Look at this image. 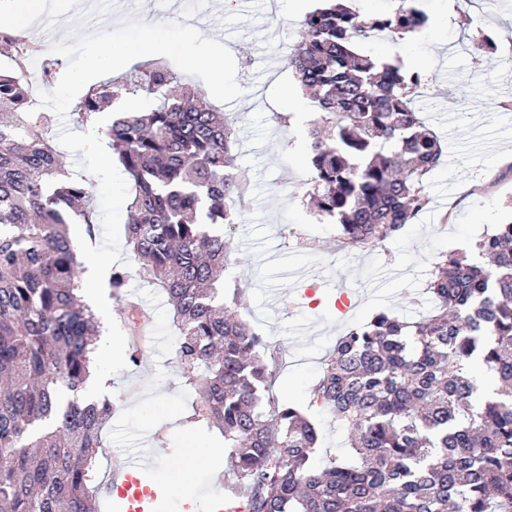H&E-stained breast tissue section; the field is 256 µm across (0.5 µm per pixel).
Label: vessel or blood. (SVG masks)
Listing matches in <instances>:
<instances>
[{
  "instance_id": "b4317fda",
  "label": "vessel or blood",
  "mask_w": 512,
  "mask_h": 512,
  "mask_svg": "<svg viewBox=\"0 0 512 512\" xmlns=\"http://www.w3.org/2000/svg\"><path fill=\"white\" fill-rule=\"evenodd\" d=\"M143 464L140 456H127L110 472L108 485L103 490L105 505L115 506L119 512H155L157 492L143 484Z\"/></svg>"
}]
</instances>
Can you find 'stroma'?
<instances>
[{
  "mask_svg": "<svg viewBox=\"0 0 512 512\" xmlns=\"http://www.w3.org/2000/svg\"><path fill=\"white\" fill-rule=\"evenodd\" d=\"M318 4L306 0L300 8L295 0H277L272 11L267 0H142L139 12L149 22L193 20L235 59L243 95L218 109L236 120L237 165L249 183L244 221L230 229L233 278L243 286L239 313L279 348L272 393L305 409L316 424L315 458L322 466L347 445L346 428L311 402L321 361L337 338L378 310L419 319L421 309L409 300L421 295L438 257L512 221V0H416L429 17L418 37L357 41V50L419 73L422 82L410 96L444 154L425 181L429 203L415 223L384 244L353 250L338 249L335 225L306 207L305 137L318 113L286 105L287 94L299 90L287 57ZM62 9L54 0L22 33L42 65L59 73L67 61L50 47L68 30ZM483 34L495 48L474 54L472 41ZM306 239L313 250L303 247ZM129 291L150 313L151 329L140 363L109 381L114 412L95 468L104 476L112 461L149 449L153 461L144 477L161 487L183 458L185 429L215 455L223 454L224 438L189 420L195 394L175 362L177 330L165 294L135 277Z\"/></svg>",
  "mask_w": 512,
  "mask_h": 512,
  "instance_id": "obj_1",
  "label": "stroma"
}]
</instances>
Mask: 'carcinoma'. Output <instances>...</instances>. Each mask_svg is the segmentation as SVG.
<instances>
[{
    "label": "carcinoma",
    "mask_w": 512,
    "mask_h": 512,
    "mask_svg": "<svg viewBox=\"0 0 512 512\" xmlns=\"http://www.w3.org/2000/svg\"><path fill=\"white\" fill-rule=\"evenodd\" d=\"M426 15L408 0L374 20L335 3L305 16L288 68L320 117L308 129L307 195L342 249L397 236L428 204L437 134L412 107L419 74L353 44L404 36ZM0 512H98L95 458L112 403L79 398L104 328L78 295L83 269L67 225L93 230L83 179L62 167L51 117L27 115L18 69L26 43L0 28ZM163 61L88 89L79 118L117 99L158 101L112 116L106 146L133 181L127 240L144 283L162 289L178 330L175 359L194 415L224 435L247 512H512V222L471 253L434 264L418 321L385 311L339 337L311 402L348 431L347 458L311 465L316 428L291 402L265 399L278 358L224 299V268L245 211L233 122ZM114 266L132 349L150 323ZM486 369L496 389L481 392Z\"/></svg>",
    "instance_id": "carcinoma-1"
}]
</instances>
